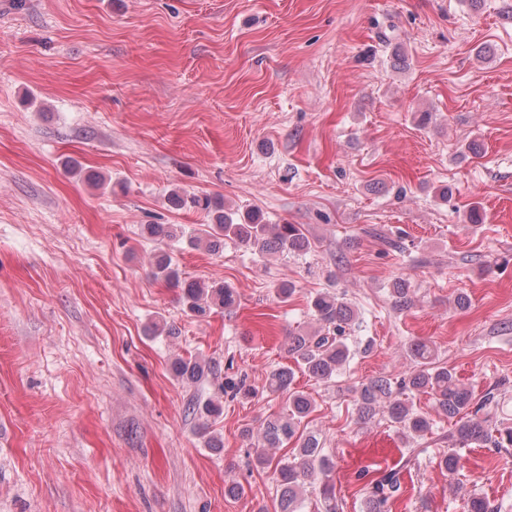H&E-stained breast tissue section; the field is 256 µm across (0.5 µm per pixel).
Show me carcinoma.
Returning <instances> with one entry per match:
<instances>
[{
  "label": "carcinoma",
  "mask_w": 512,
  "mask_h": 512,
  "mask_svg": "<svg viewBox=\"0 0 512 512\" xmlns=\"http://www.w3.org/2000/svg\"><path fill=\"white\" fill-rule=\"evenodd\" d=\"M172 202L176 206L188 203L204 213L207 229L199 234L178 224H146L142 228L146 238L162 242L188 234L191 241L205 244L210 252L219 251L224 247V240L230 239L260 256H301L312 249L302 224H267L263 216L253 210L247 212L245 222L236 223L224 213V201L210 195L185 199L174 193ZM151 275L173 286L180 282L173 256L162 248L152 255ZM235 300L234 289L216 281L192 282L183 289L182 295L186 310L197 317L207 316L214 308L228 310ZM308 305L318 328L288 334L287 352L292 364L272 369L265 383L267 393L288 395V414L271 415L243 430L253 448L255 465L270 469L278 476L276 512H302L306 485L319 477L324 479L323 512H337L335 487L329 483L334 462L324 452L321 438L301 429L302 423L314 412L315 402L296 387V376L301 374L317 383H329L346 369L356 354L367 355L375 346L371 337L351 339L350 331L359 325L360 314L345 293L329 289L319 291L310 297ZM407 355L414 366L399 379L377 377L360 384L356 403L359 421L371 420L380 407L387 420L398 428L405 443L411 445L433 427L432 420L413 406L416 395L427 394L435 401L439 414L455 420L451 434L454 447L448 449L442 459V466L448 473L457 470V447H512V428L500 429L494 423L498 401L493 393L475 399L453 370L438 364L437 350L430 342L411 343ZM172 372L185 383L216 382L220 394L232 400L255 396V389L247 384L245 376H225L221 365L216 363L178 358L172 363ZM186 412L198 421V428L205 431L209 422L222 414V405L218 400L196 396L188 400ZM290 444L293 445L291 456H276L274 450ZM411 462L408 456L398 468L388 466L373 471L361 468L355 472V480L362 483L363 512H389L391 505L405 493L403 469Z\"/></svg>",
  "instance_id": "carcinoma-1"
}]
</instances>
